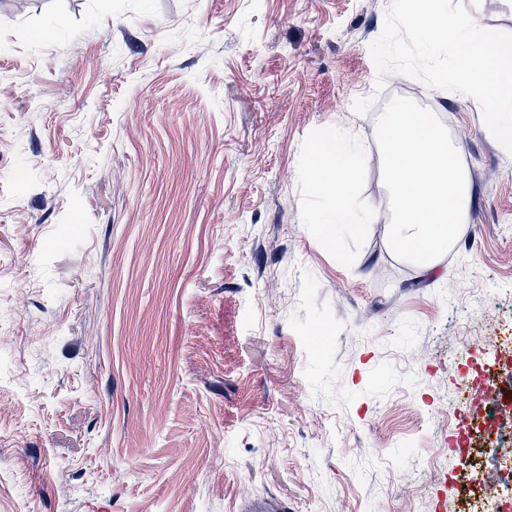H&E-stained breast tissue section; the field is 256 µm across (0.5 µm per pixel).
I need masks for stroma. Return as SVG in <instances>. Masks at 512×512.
<instances>
[{"instance_id": "stroma-1", "label": "stroma", "mask_w": 512, "mask_h": 512, "mask_svg": "<svg viewBox=\"0 0 512 512\" xmlns=\"http://www.w3.org/2000/svg\"><path fill=\"white\" fill-rule=\"evenodd\" d=\"M389 2L0 0V512H449L448 404L512 324V154L473 100L375 92ZM395 96L468 179L425 275L387 240ZM329 132L366 152L359 231L309 185Z\"/></svg>"}]
</instances>
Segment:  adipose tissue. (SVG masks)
<instances>
[{
    "mask_svg": "<svg viewBox=\"0 0 512 512\" xmlns=\"http://www.w3.org/2000/svg\"><path fill=\"white\" fill-rule=\"evenodd\" d=\"M363 163L355 141L330 134L323 137L308 172L309 182L320 196L335 200L330 223L359 227L361 219L351 200V178Z\"/></svg>",
    "mask_w": 512,
    "mask_h": 512,
    "instance_id": "ef3b65f1",
    "label": "adipose tissue"
}]
</instances>
